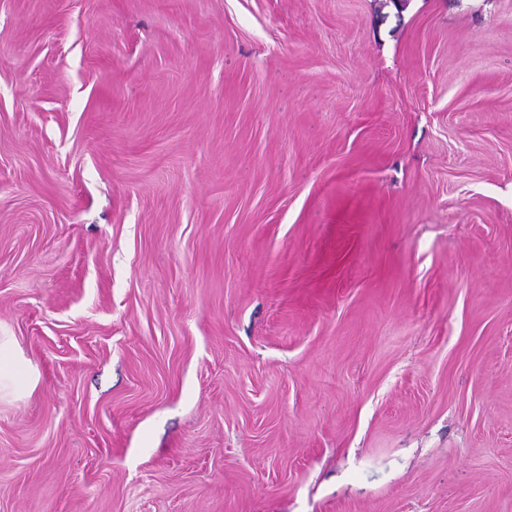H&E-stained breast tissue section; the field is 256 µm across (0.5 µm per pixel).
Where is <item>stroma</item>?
Returning a JSON list of instances; mask_svg holds the SVG:
<instances>
[{
  "mask_svg": "<svg viewBox=\"0 0 512 512\" xmlns=\"http://www.w3.org/2000/svg\"><path fill=\"white\" fill-rule=\"evenodd\" d=\"M0 512H512V0H0ZM24 357L14 336L0 332V400L17 398L32 392L40 381V375L32 370L25 380L20 378Z\"/></svg>",
  "mask_w": 512,
  "mask_h": 512,
  "instance_id": "stroma-1",
  "label": "stroma"
}]
</instances>
